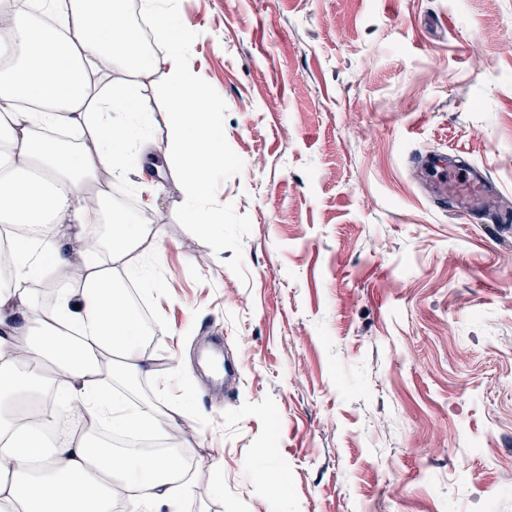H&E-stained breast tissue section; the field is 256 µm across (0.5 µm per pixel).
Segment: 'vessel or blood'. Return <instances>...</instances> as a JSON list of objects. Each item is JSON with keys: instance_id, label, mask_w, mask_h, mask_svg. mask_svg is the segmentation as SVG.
<instances>
[{"instance_id": "1", "label": "vessel or blood", "mask_w": 512, "mask_h": 512, "mask_svg": "<svg viewBox=\"0 0 512 512\" xmlns=\"http://www.w3.org/2000/svg\"><path fill=\"white\" fill-rule=\"evenodd\" d=\"M426 167L431 173V193L442 202L454 200L456 212L465 220L501 218L495 185L469 170L449 166L446 158L440 155L428 157Z\"/></svg>"}]
</instances>
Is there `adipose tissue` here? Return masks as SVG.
<instances>
[{
  "label": "adipose tissue",
  "instance_id": "ef3b65f1",
  "mask_svg": "<svg viewBox=\"0 0 512 512\" xmlns=\"http://www.w3.org/2000/svg\"><path fill=\"white\" fill-rule=\"evenodd\" d=\"M0 36V512H180L192 493L184 448L143 455L109 437L177 435L193 400L132 403L122 385L155 375L129 291L161 284L145 244L162 236L149 209L107 215L96 203L126 168L152 152V115L138 80L166 66L164 155L180 172L187 222L219 237L206 204L224 172V121L188 64L194 30L172 0H143L168 43L147 51L124 0H28ZM51 280L42 304L34 279ZM53 390L51 410L20 404Z\"/></svg>",
  "mask_w": 512,
  "mask_h": 512
}]
</instances>
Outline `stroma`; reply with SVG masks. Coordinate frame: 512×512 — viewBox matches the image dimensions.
I'll return each mask as SVG.
<instances>
[{"label": "stroma", "instance_id": "stroma-1", "mask_svg": "<svg viewBox=\"0 0 512 512\" xmlns=\"http://www.w3.org/2000/svg\"><path fill=\"white\" fill-rule=\"evenodd\" d=\"M176 7L224 116L223 239L167 164L129 166L114 202L157 185L141 301L195 394L184 512H512V223H465L420 164L478 170L512 213V0ZM164 82L141 79L161 145ZM216 341L244 361L229 393L199 363Z\"/></svg>", "mask_w": 512, "mask_h": 512}]
</instances>
